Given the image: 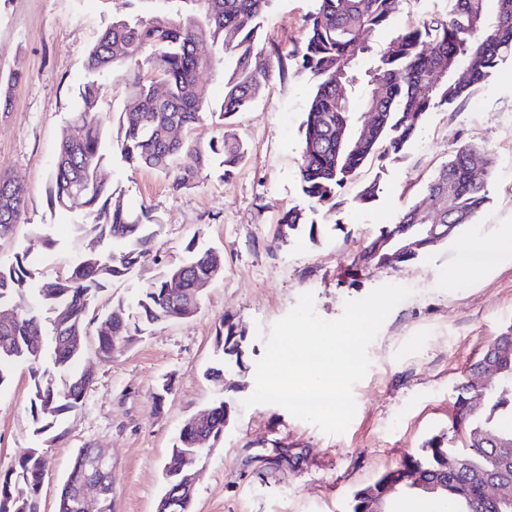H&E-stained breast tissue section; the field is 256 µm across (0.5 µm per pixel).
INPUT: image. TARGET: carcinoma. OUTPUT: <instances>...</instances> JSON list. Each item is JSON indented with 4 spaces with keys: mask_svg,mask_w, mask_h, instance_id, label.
<instances>
[{
    "mask_svg": "<svg viewBox=\"0 0 512 512\" xmlns=\"http://www.w3.org/2000/svg\"><path fill=\"white\" fill-rule=\"evenodd\" d=\"M183 10L172 18L165 13L116 19L91 47L86 68L90 79L79 90V108L71 121L80 125L77 138L64 137L57 148L48 190L53 210L83 207L81 237L97 247L80 252L70 272L40 280L34 262L15 253L0 262V387L15 366L26 364L33 381L30 415L35 432H49L57 420L83 404L91 374L76 372L74 363L84 346L91 301L105 284L121 279L155 246L156 219L148 210L131 214L99 177L108 156L102 149L103 128L97 107L105 92L103 79L118 77L128 90L120 113L112 152L126 165L172 176L175 190L191 187L215 170L220 179L233 175L247 156L246 145L228 129L227 120L256 101L274 77L285 79L287 64L278 47L262 40L258 22L271 0H180ZM305 20V35L294 50L308 70L314 87L302 123L300 178L304 193L316 204L336 207L337 189L366 160L383 149L397 154L419 131L432 108L456 100L481 84L499 61L512 56V0H450L444 16L400 27L367 56L366 41L393 27L398 0H316ZM224 54L231 67L224 75V99L219 111L208 108L199 73ZM463 68L465 80L453 73ZM22 73L0 81V110L8 111L12 87ZM165 88L159 97L155 86ZM374 113L368 135L353 148L343 129H351L357 111ZM218 119L222 135L208 148L189 139L172 140L169 131H190L207 119ZM194 155L195 166L183 168L179 158ZM490 158L474 144L455 149L427 184L428 194L444 198L438 209L422 215L413 207L392 228L375 237L359 261L400 264L419 251L452 238L461 224L473 223L488 200ZM26 189L0 172V239L9 237L25 208ZM306 223L301 209L292 207L279 219L281 237ZM453 224L431 235L430 224ZM186 257L167 266L145 288L135 307L119 301L97 328L98 354L112 357L116 347L130 344L159 321L189 318L196 311L202 289L222 273L213 248L191 241ZM176 281L179 294H169ZM244 336L225 319L216 330L217 348L243 366ZM490 364L501 372L502 385L486 388L475 369ZM457 420L452 433H463L466 451L455 454L450 438L434 435L422 445L423 455L383 472L353 493L351 512H373L376 503L388 505L401 496L426 495L412 483L396 485L402 475L417 481L441 483L432 498L455 504V512H512V496L494 499L492 483L512 486V326L489 343L458 386ZM230 408L219 400L203 423H187L172 453L195 458L224 436ZM88 448L75 455L60 493L58 512H78L72 486L84 475ZM46 458L36 448L20 455L11 469L0 472V512H41L40 487ZM175 499L177 512H193L191 494L180 481L167 478L163 499Z\"/></svg>",
    "mask_w": 512,
    "mask_h": 512,
    "instance_id": "obj_1",
    "label": "carcinoma"
}]
</instances>
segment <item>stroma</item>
I'll return each mask as SVG.
<instances>
[{
	"instance_id": "obj_1",
	"label": "stroma",
	"mask_w": 512,
	"mask_h": 512,
	"mask_svg": "<svg viewBox=\"0 0 512 512\" xmlns=\"http://www.w3.org/2000/svg\"><path fill=\"white\" fill-rule=\"evenodd\" d=\"M315 0H272L262 33L282 51L303 38ZM129 0H0V79L21 71L8 111L0 112V170L27 189L13 236L0 241V261L29 252L41 279L62 275L79 253V214L51 212L47 190L58 141L74 133L85 61L101 31L127 16ZM287 81L272 79L263 94L234 118L249 148L228 180L201 178L175 191L164 174L110 158L104 175L132 210L150 207L159 222L154 249L124 279L107 283L90 307L93 316L116 302L134 305L189 241L221 252L222 275L205 288L198 312L161 321L117 350L97 353L88 327L83 364L94 372L82 407L47 435H36L29 413L27 365L0 387V471L24 451L47 458L41 512H58L60 492L79 449L99 448L112 459L115 512H155L163 471L178 434L194 415L225 400L230 417L215 450L203 454L194 512H350L353 492L400 466L432 433L456 419L457 386L469 366L512 325V264L491 275L456 266L453 242L420 252L395 267L372 263L357 277L347 270L368 243L408 209L432 208L426 185L456 147L475 143L492 159L489 201L461 240L491 239L512 225V58H505L467 96L428 112L416 137L396 155H374L341 187L335 209L304 195L299 178L301 132L313 89L307 73L289 62ZM374 186L371 199L362 191ZM307 223L278 237L289 208ZM316 224L309 236L308 224ZM385 284L413 294L386 318L369 348L366 377L353 388L356 414L348 430L328 435L274 404L243 407L265 352L258 327H270L314 296L316 313L338 318L345 300ZM232 319L245 336V368L225 364L216 330ZM224 367L223 383L204 371ZM169 385L162 404L152 395Z\"/></svg>"
}]
</instances>
